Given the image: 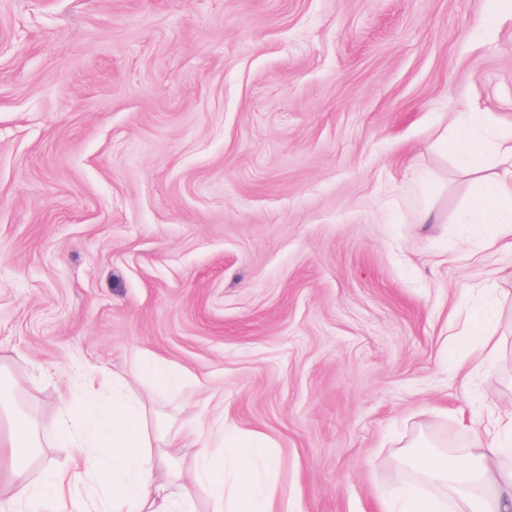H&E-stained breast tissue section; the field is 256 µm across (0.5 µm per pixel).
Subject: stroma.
<instances>
[{
    "instance_id": "1",
    "label": "stroma",
    "mask_w": 512,
    "mask_h": 512,
    "mask_svg": "<svg viewBox=\"0 0 512 512\" xmlns=\"http://www.w3.org/2000/svg\"><path fill=\"white\" fill-rule=\"evenodd\" d=\"M485 10L0 0V388L32 481L69 468L89 374L267 447L290 512H381L401 456L512 411V252L460 223L476 186L437 142L459 112L512 125Z\"/></svg>"
}]
</instances>
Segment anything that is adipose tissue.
<instances>
[{
  "label": "adipose tissue",
  "mask_w": 512,
  "mask_h": 512,
  "mask_svg": "<svg viewBox=\"0 0 512 512\" xmlns=\"http://www.w3.org/2000/svg\"><path fill=\"white\" fill-rule=\"evenodd\" d=\"M440 138L450 143L460 170L479 188L472 212L489 225V245L506 242L512 237V171H499L498 163L512 160V133L499 129L487 113L470 112ZM147 413L143 400L116 394L111 402L90 404L77 423L63 427V440L79 450L76 467L106 490L92 509L72 496L68 473L29 481L28 434L11 427L0 435V446L7 450V478L22 486L25 497L0 498V512H24L28 501L50 503L55 512H195L196 489L207 495L210 512H280L284 494L274 458L258 468L259 449L245 450L228 439L224 451L230 465L221 473L204 446L189 466L191 487L181 486L171 454L153 447ZM506 434L512 436V415L499 418L494 429L474 430L470 458L417 455L415 470L446 485L447 493L433 495L408 485L385 512H512V468L501 464L508 452Z\"/></svg>",
  "instance_id": "1"
}]
</instances>
